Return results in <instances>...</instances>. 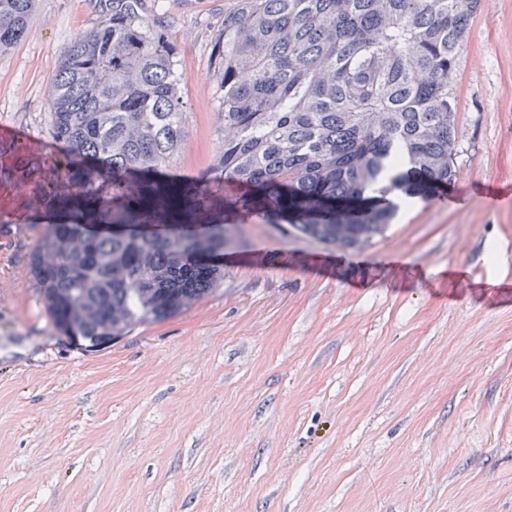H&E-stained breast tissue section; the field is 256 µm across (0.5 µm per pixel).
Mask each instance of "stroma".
<instances>
[{"mask_svg": "<svg viewBox=\"0 0 512 512\" xmlns=\"http://www.w3.org/2000/svg\"><path fill=\"white\" fill-rule=\"evenodd\" d=\"M240 0H143L175 43L197 223L234 224L215 291L98 347L30 275L62 209L47 110L58 57L103 0H40L0 52V126L33 149L31 208L0 179V512H512V0L474 18L454 89L455 187L361 250L232 205L212 45Z\"/></svg>", "mask_w": 512, "mask_h": 512, "instance_id": "35a3bbf8", "label": "stroma"}]
</instances>
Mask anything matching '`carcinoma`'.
I'll return each instance as SVG.
<instances>
[{"mask_svg":"<svg viewBox=\"0 0 512 512\" xmlns=\"http://www.w3.org/2000/svg\"><path fill=\"white\" fill-rule=\"evenodd\" d=\"M37 0H0V51L21 43ZM485 0H242L213 46L224 142L216 167L264 190L262 203L304 238L362 249L396 206L456 175L452 90L470 22ZM59 182L98 172L72 205L82 224L39 236L30 271L46 310L94 346L212 292L228 224H138L115 205L111 175L158 174L187 136L177 48L142 0L112 8L59 57L48 92Z\"/></svg>","mask_w":512,"mask_h":512,"instance_id":"1","label":"carcinoma"}]
</instances>
